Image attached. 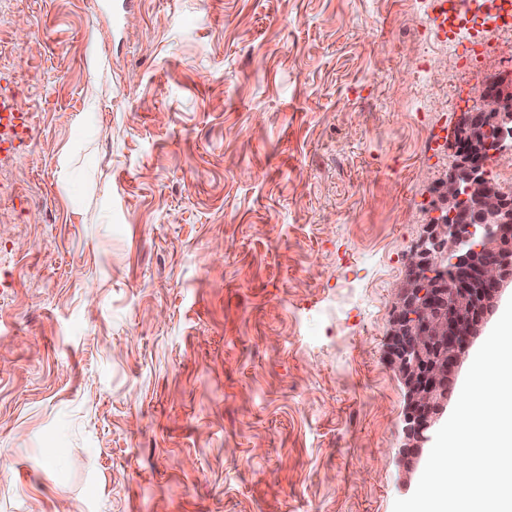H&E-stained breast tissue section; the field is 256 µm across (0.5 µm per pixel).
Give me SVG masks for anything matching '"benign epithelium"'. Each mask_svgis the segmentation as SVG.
<instances>
[{
  "label": "benign epithelium",
  "instance_id": "obj_1",
  "mask_svg": "<svg viewBox=\"0 0 512 512\" xmlns=\"http://www.w3.org/2000/svg\"><path fill=\"white\" fill-rule=\"evenodd\" d=\"M447 141L455 162L406 255L386 333V361L404 388L398 454L409 475L448 416L473 346L512 290V194L488 173L512 155V71L481 89Z\"/></svg>",
  "mask_w": 512,
  "mask_h": 512
}]
</instances>
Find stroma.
<instances>
[{"label": "stroma", "instance_id": "stroma-1", "mask_svg": "<svg viewBox=\"0 0 512 512\" xmlns=\"http://www.w3.org/2000/svg\"><path fill=\"white\" fill-rule=\"evenodd\" d=\"M418 0H0V512H393V289L512 65ZM428 71L417 76L422 37ZM97 80H90L92 63ZM0 112V152H15L24 143L25 135L29 131V117L27 113L16 110L6 99H0ZM5 129H8L11 135L5 132Z\"/></svg>", "mask_w": 512, "mask_h": 512}]
</instances>
